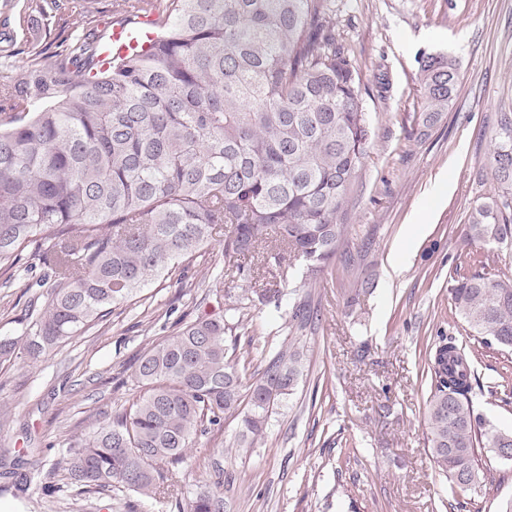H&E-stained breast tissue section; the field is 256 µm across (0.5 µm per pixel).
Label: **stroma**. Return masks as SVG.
<instances>
[{
	"mask_svg": "<svg viewBox=\"0 0 512 512\" xmlns=\"http://www.w3.org/2000/svg\"><path fill=\"white\" fill-rule=\"evenodd\" d=\"M73 19L71 10H52L22 28L13 16L0 33L52 53ZM336 46L358 68L373 129L348 235L315 282L302 280L299 263L287 267L279 305L249 303L227 340L250 353L251 377L281 346L306 350L303 375L265 438L241 445L238 418L226 417L189 450L176 496L156 500L86 492L64 468L99 424L141 394L137 358L179 320L216 307L214 276L240 287L214 248L185 269V287L161 276L48 356L0 363V512H179L218 469L224 512H500L512 498V461L490 452L480 457V482L466 491L435 467L420 356L421 336L439 330L468 343L448 280L471 273L470 256L491 255V277L512 278V247L465 236L472 206L496 192V119L512 113V0H336ZM425 53L456 57L460 84L452 110L423 137L414 117ZM397 254L404 261L396 271ZM44 271L27 252L0 268V336L36 318ZM302 299L319 312L306 327L290 318ZM473 368L483 387L476 412L512 428V385H500L512 377V353L478 349Z\"/></svg>",
	"mask_w": 512,
	"mask_h": 512,
	"instance_id": "1",
	"label": "stroma"
}]
</instances>
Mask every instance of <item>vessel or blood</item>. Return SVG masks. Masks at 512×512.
<instances>
[{"label": "vessel or blood", "mask_w": 512, "mask_h": 512, "mask_svg": "<svg viewBox=\"0 0 512 512\" xmlns=\"http://www.w3.org/2000/svg\"><path fill=\"white\" fill-rule=\"evenodd\" d=\"M159 36L157 14L143 15L136 10H128L114 19L112 32L101 46L98 60L102 65L129 54L150 53Z\"/></svg>", "instance_id": "b4317fda"}]
</instances>
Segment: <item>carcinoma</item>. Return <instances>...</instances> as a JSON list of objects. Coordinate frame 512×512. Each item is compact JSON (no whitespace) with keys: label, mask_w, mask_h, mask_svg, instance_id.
<instances>
[{"label":"carcinoma","mask_w":512,"mask_h":512,"mask_svg":"<svg viewBox=\"0 0 512 512\" xmlns=\"http://www.w3.org/2000/svg\"><path fill=\"white\" fill-rule=\"evenodd\" d=\"M164 16L145 56L105 70L90 21L58 45L24 43L19 79L0 86V267L30 251L49 273L42 314L0 337V363L37 360L132 300L155 278L212 245L250 281L244 260L300 262L313 278L336 255L372 140L354 62L336 49L334 0H123ZM459 66L419 61L421 134L453 105ZM491 159L502 189L476 203L466 234L512 245V113L501 114ZM465 330L481 348L512 351V279L476 271L448 281ZM243 297L184 323L139 358L143 394L98 427L65 461L89 492L128 489L155 499L196 438L240 412L242 436L261 438L302 374L290 343L252 383L247 356L226 346ZM473 351L443 331L429 338L422 373L430 454L468 489L478 450L512 451V431L475 412ZM244 411H239L240 406ZM224 481L183 512H224Z\"/></svg>","instance_id":"carcinoma-1"}]
</instances>
